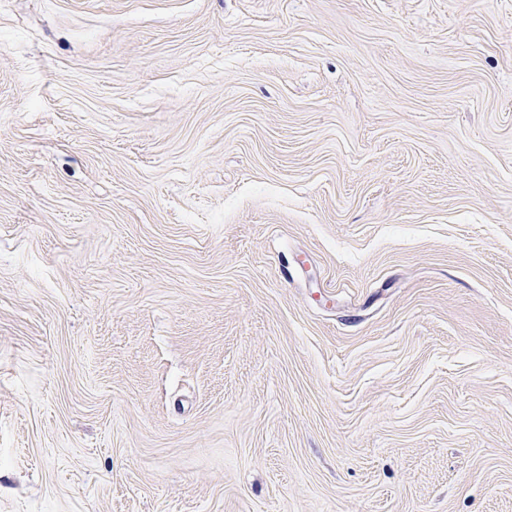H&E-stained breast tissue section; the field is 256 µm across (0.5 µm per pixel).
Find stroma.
Returning <instances> with one entry per match:
<instances>
[{
	"label": "stroma",
	"mask_w": 512,
	"mask_h": 512,
	"mask_svg": "<svg viewBox=\"0 0 512 512\" xmlns=\"http://www.w3.org/2000/svg\"><path fill=\"white\" fill-rule=\"evenodd\" d=\"M0 512H512V0H0Z\"/></svg>",
	"instance_id": "stroma-1"
}]
</instances>
